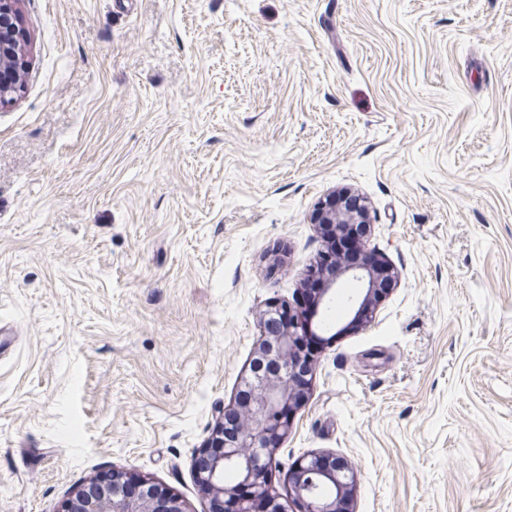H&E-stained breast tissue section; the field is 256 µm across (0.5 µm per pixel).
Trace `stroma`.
<instances>
[{
  "mask_svg": "<svg viewBox=\"0 0 512 512\" xmlns=\"http://www.w3.org/2000/svg\"><path fill=\"white\" fill-rule=\"evenodd\" d=\"M0 106V512L112 471L212 512L194 458L313 215L366 198L396 288L321 340L276 454L355 512H512V0H23ZM355 478L348 460L316 453L295 461L290 473L291 494L304 512H354L350 506Z\"/></svg>",
  "mask_w": 512,
  "mask_h": 512,
  "instance_id": "35a3bbf8",
  "label": "stroma"
}]
</instances>
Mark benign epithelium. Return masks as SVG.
<instances>
[{
	"label": "benign epithelium",
	"mask_w": 512,
	"mask_h": 512,
	"mask_svg": "<svg viewBox=\"0 0 512 512\" xmlns=\"http://www.w3.org/2000/svg\"><path fill=\"white\" fill-rule=\"evenodd\" d=\"M22 0H0V105L14 102L20 79L28 67ZM316 224H334L340 231H369L371 216L360 197L343 192L323 201L314 214ZM343 280L359 284V295L349 300L345 317L361 326L369 324L380 302L396 285V273L387 263L340 262L324 277L312 313L320 314ZM285 307L270 304L260 317L261 334L248 370L240 379L234 403L220 411L219 422L194 463L197 483L215 504L232 499L233 512H288V505L271 488L272 464L279 445L293 424L291 407L307 398V384L299 372V337L310 332L312 318L288 312V328L277 319ZM355 470L348 460L316 453L295 461L290 473L293 500L304 512H353L350 509ZM62 512H186L179 498L141 476L114 472L77 488Z\"/></svg>",
	"instance_id": "obj_1"
}]
</instances>
